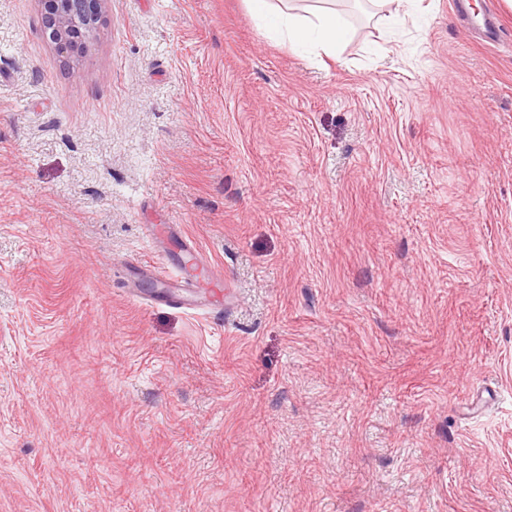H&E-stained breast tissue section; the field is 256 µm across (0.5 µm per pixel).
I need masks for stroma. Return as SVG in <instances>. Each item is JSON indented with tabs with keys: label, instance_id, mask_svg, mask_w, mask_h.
<instances>
[{
	"label": "stroma",
	"instance_id": "stroma-1",
	"mask_svg": "<svg viewBox=\"0 0 512 512\" xmlns=\"http://www.w3.org/2000/svg\"><path fill=\"white\" fill-rule=\"evenodd\" d=\"M0 0V512H512V13ZM174 224L233 290L139 304ZM228 309L217 312L216 307ZM43 29L61 54L85 52L104 22L107 0H38ZM249 11L269 34L291 47L313 45L327 56L336 55L349 36L344 19L336 9L306 5H282L288 0H245Z\"/></svg>",
	"mask_w": 512,
	"mask_h": 512
}]
</instances>
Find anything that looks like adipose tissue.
<instances>
[{"instance_id": "1", "label": "adipose tissue", "mask_w": 512, "mask_h": 512, "mask_svg": "<svg viewBox=\"0 0 512 512\" xmlns=\"http://www.w3.org/2000/svg\"><path fill=\"white\" fill-rule=\"evenodd\" d=\"M249 11L272 37L289 46L313 45L325 55H335L349 36L342 16L335 9L274 4L273 0H245Z\"/></svg>"}]
</instances>
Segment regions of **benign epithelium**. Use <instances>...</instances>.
Segmentation results:
<instances>
[{
	"mask_svg": "<svg viewBox=\"0 0 512 512\" xmlns=\"http://www.w3.org/2000/svg\"><path fill=\"white\" fill-rule=\"evenodd\" d=\"M43 29L61 54L85 52L104 22L107 0H38Z\"/></svg>",
	"mask_w": 512,
	"mask_h": 512,
	"instance_id": "benign-epithelium-1",
	"label": "benign epithelium"
}]
</instances>
